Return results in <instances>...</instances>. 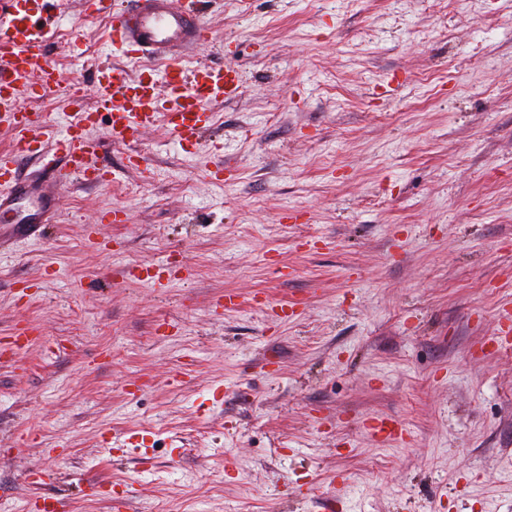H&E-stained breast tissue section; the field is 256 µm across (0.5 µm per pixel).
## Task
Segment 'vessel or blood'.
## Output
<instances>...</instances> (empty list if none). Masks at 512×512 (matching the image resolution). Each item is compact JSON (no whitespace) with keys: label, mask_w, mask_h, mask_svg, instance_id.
Returning <instances> with one entry per match:
<instances>
[{"label":"vessel or blood","mask_w":512,"mask_h":512,"mask_svg":"<svg viewBox=\"0 0 512 512\" xmlns=\"http://www.w3.org/2000/svg\"><path fill=\"white\" fill-rule=\"evenodd\" d=\"M199 0H128L113 9L112 0H83L85 12L112 14L111 41L124 52L161 60L166 92L154 80L133 79L116 65L96 68V99L83 107L79 91H72V119L57 132L40 117L22 111V95L41 96L60 83V73L47 55V34L58 24V0H0V127L11 131L10 148L0 153V214L18 201L40 204L38 222H48L47 212L59 187L69 180L107 184L112 172L99 165L106 144L126 145L138 139L158 120H165L177 143H199L211 122L209 106L230 100L240 88L235 66H187L184 53L212 41L202 21ZM106 113L104 137L92 136L98 113ZM56 150L39 176L20 175V164L42 153L48 140ZM364 428L378 442L403 439L404 428L367 418Z\"/></svg>","instance_id":"b4317fda"}]
</instances>
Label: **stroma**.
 Segmentation results:
<instances>
[{"instance_id":"1","label":"stroma","mask_w":512,"mask_h":512,"mask_svg":"<svg viewBox=\"0 0 512 512\" xmlns=\"http://www.w3.org/2000/svg\"><path fill=\"white\" fill-rule=\"evenodd\" d=\"M61 2V85L20 100L57 129L113 55L109 18ZM202 20L194 62L241 78L206 141L110 147L114 182H72L56 223L0 244V337L35 329L0 359V512L42 468L101 483L56 484L66 512H512V333L488 342L512 302V0H206ZM125 432L150 467L107 453ZM363 427L368 433L381 444L393 440H404L406 430L404 427H389L383 420L375 418H366L363 420Z\"/></svg>"}]
</instances>
